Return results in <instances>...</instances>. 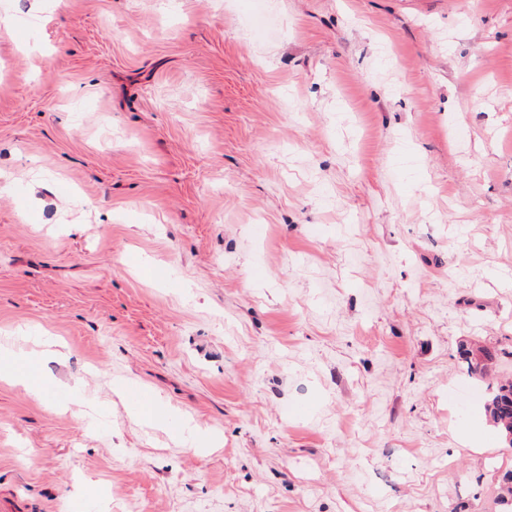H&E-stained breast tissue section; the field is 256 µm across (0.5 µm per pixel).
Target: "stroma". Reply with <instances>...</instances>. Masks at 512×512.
I'll return each mask as SVG.
<instances>
[{
	"instance_id": "1",
	"label": "stroma",
	"mask_w": 512,
	"mask_h": 512,
	"mask_svg": "<svg viewBox=\"0 0 512 512\" xmlns=\"http://www.w3.org/2000/svg\"><path fill=\"white\" fill-rule=\"evenodd\" d=\"M1 347L0 512H502L512 0H0ZM488 394L486 412L494 426L508 439L509 432H512V384L496 390L490 388Z\"/></svg>"
}]
</instances>
